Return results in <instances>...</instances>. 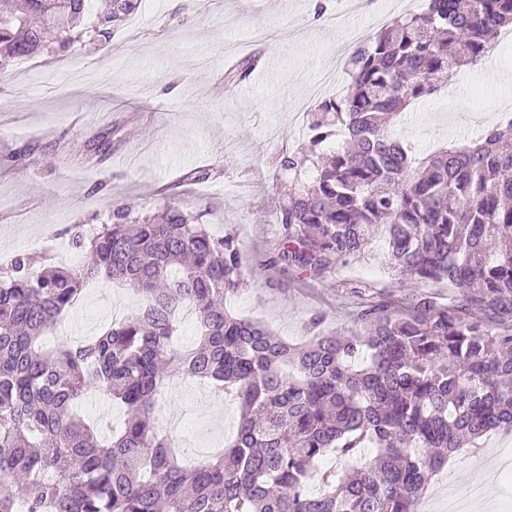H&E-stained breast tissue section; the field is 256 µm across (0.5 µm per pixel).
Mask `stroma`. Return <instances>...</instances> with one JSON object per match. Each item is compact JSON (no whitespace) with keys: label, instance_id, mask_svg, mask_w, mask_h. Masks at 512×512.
Returning <instances> with one entry per match:
<instances>
[{"label":"stroma","instance_id":"35a3bbf8","mask_svg":"<svg viewBox=\"0 0 512 512\" xmlns=\"http://www.w3.org/2000/svg\"><path fill=\"white\" fill-rule=\"evenodd\" d=\"M335 14L343 0H142L105 47L73 45L0 73V263L35 252L47 264L75 253L70 228L92 233L109 223L112 207L137 202L152 212L174 202L204 212L215 235L233 228L250 272L246 287L227 302L232 313L263 321L276 336L301 343L312 314L323 329L359 330L361 300L350 283L397 288L383 233L362 254L325 278L297 268L266 266L277 250L273 200L282 151L308 138L295 107L323 70L344 76L357 30L375 36L393 18L421 10L423 0H364L345 25H312L318 5ZM252 55L256 68L229 84L227 70ZM512 112V42L497 41L492 61L462 68L446 89L420 99L394 129L413 150L428 153L468 142L478 114ZM112 142L104 161L88 162V147ZM223 167L215 181L193 184V169ZM137 304L129 291L89 283L48 342L66 345L101 333L110 310ZM238 405L190 379L166 388L155 412L157 428L194 465L233 437ZM512 433L478 440L453 454L432 477L417 512H448L485 480V512H512V482L489 479L486 465Z\"/></svg>","mask_w":512,"mask_h":512}]
</instances>
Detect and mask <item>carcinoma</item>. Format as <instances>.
Returning a JSON list of instances; mask_svg holds the SVG:
<instances>
[{"mask_svg": "<svg viewBox=\"0 0 512 512\" xmlns=\"http://www.w3.org/2000/svg\"><path fill=\"white\" fill-rule=\"evenodd\" d=\"M86 0H0V68L58 46L106 45L141 0H104L92 29ZM512 27V0H427L349 57L346 93L317 103L306 149L284 153L296 179L331 143L313 180L274 200L277 252L266 265L324 276L384 231L399 280L444 285L399 305L377 292L361 329L337 336L306 324L289 345L224 302L248 281L237 234L217 237L169 202L76 233L92 263L45 269L17 253L0 267V512H415L432 475L464 444L512 431V118L469 144L419 158L391 131L415 101L482 61ZM102 276L138 309L90 340L49 349L43 338ZM197 342L174 346L180 314ZM221 391L240 407L233 443L193 468L155 431L175 379ZM93 389L120 402L122 426L101 437L75 408ZM364 462L321 472L319 461ZM320 479L313 492L310 483Z\"/></svg>", "mask_w": 512, "mask_h": 512, "instance_id": "cac0c4a2", "label": "carcinoma"}]
</instances>
